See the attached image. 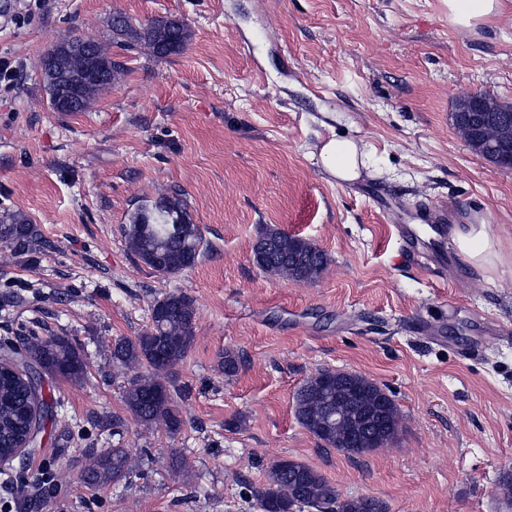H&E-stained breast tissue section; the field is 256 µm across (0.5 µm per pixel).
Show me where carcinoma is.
Here are the masks:
<instances>
[{
  "label": "carcinoma",
  "instance_id": "1",
  "mask_svg": "<svg viewBox=\"0 0 512 512\" xmlns=\"http://www.w3.org/2000/svg\"><path fill=\"white\" fill-rule=\"evenodd\" d=\"M181 33L184 24L156 20L140 33L118 16L112 19L113 36L150 46L166 33ZM131 253L162 276H173L192 268L202 252L200 225L190 221L187 203L174 192L153 204L142 205L123 226ZM47 243L37 226L20 212L0 214V249L16 258L44 251ZM300 253L312 268L320 271L325 254L309 241L290 236L274 227L266 228L253 247L254 261L266 272L289 276L288 252ZM150 330L133 339L112 345V366L129 377L124 401L132 414L148 425L163 426L174 433L181 427L174 395L165 379L187 356L194 342L195 307L184 293H169L157 300L151 313ZM75 383L87 378L83 350L66 336H27L16 342L0 343V445L12 448L18 439L30 441L32 430L42 431L51 417L50 403L39 398L27 375V362ZM146 368L142 374L139 369ZM349 395L371 413L370 422L385 441L395 439L400 424L393 400L366 377L332 370L311 376L295 396V415L301 425L326 445L343 450L342 438L334 425L336 397ZM139 460L125 448L91 454L84 465V480L91 487L105 486L138 472ZM261 512H301L303 508L326 512H387L383 502L369 497L343 498L321 474L293 460H280L267 473V481L253 490Z\"/></svg>",
  "mask_w": 512,
  "mask_h": 512
}]
</instances>
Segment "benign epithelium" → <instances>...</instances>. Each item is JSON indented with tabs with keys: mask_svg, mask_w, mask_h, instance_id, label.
<instances>
[{
	"mask_svg": "<svg viewBox=\"0 0 512 512\" xmlns=\"http://www.w3.org/2000/svg\"><path fill=\"white\" fill-rule=\"evenodd\" d=\"M54 52L45 57L43 66L62 77L69 93L107 77L99 66L97 44L80 37L54 43ZM454 126L466 145L476 154L503 158L512 156V103L486 94H459L455 98Z\"/></svg>",
	"mask_w": 512,
	"mask_h": 512,
	"instance_id": "7a95c632",
	"label": "benign epithelium"
}]
</instances>
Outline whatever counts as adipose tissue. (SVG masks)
<instances>
[{
	"label": "adipose tissue",
	"mask_w": 512,
	"mask_h": 512,
	"mask_svg": "<svg viewBox=\"0 0 512 512\" xmlns=\"http://www.w3.org/2000/svg\"><path fill=\"white\" fill-rule=\"evenodd\" d=\"M448 19L459 29L485 25L504 10L512 0H446ZM320 157L327 173L340 182L352 183L361 176L364 148L360 143L332 137L322 145ZM455 243L463 261L488 276L512 267V253L506 252L500 238L485 219L461 226L454 231Z\"/></svg>",
	"instance_id": "ef3b65f1"
}]
</instances>
